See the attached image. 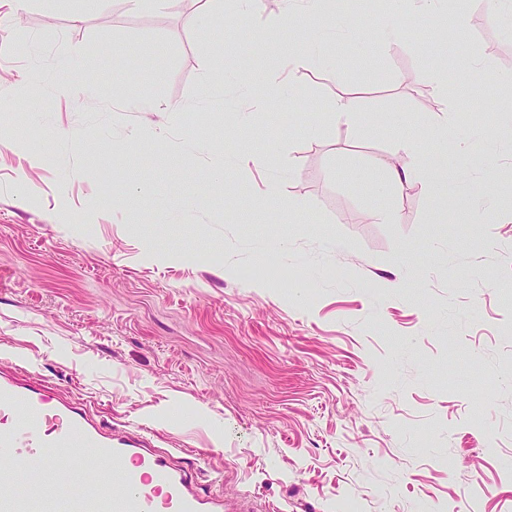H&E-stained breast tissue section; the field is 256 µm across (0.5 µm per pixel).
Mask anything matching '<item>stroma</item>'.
I'll return each instance as SVG.
<instances>
[{"label": "stroma", "instance_id": "1", "mask_svg": "<svg viewBox=\"0 0 512 512\" xmlns=\"http://www.w3.org/2000/svg\"><path fill=\"white\" fill-rule=\"evenodd\" d=\"M283 7H0V374L20 360L113 427L145 424L173 464L204 454L200 490L230 512H512V104L494 82L512 28L462 0L461 29L340 35L255 106L276 41L325 22L276 30ZM473 51L485 71L441 112L436 63L452 76ZM446 121L473 157L448 171L492 186L485 223L479 197L376 191L415 164L395 137L428 151Z\"/></svg>", "mask_w": 512, "mask_h": 512}]
</instances>
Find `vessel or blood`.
Listing matches in <instances>:
<instances>
[{"mask_svg": "<svg viewBox=\"0 0 512 512\" xmlns=\"http://www.w3.org/2000/svg\"><path fill=\"white\" fill-rule=\"evenodd\" d=\"M24 409V425L9 423ZM0 512H224V498L199 493L196 471L153 449L143 429H113L85 405L38 385L0 375ZM112 465L104 490H67L74 466L99 480L97 462Z\"/></svg>", "mask_w": 512, "mask_h": 512, "instance_id": "vessel-or-blood-1", "label": "vessel or blood"}]
</instances>
